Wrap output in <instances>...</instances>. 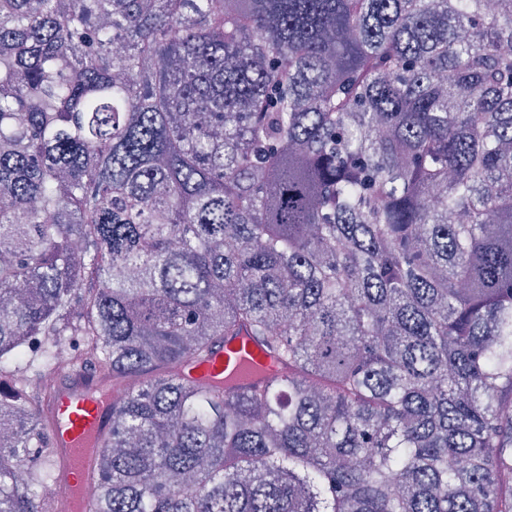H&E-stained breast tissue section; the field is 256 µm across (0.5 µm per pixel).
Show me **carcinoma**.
<instances>
[{"instance_id":"1","label":"carcinoma","mask_w":512,"mask_h":512,"mask_svg":"<svg viewBox=\"0 0 512 512\" xmlns=\"http://www.w3.org/2000/svg\"><path fill=\"white\" fill-rule=\"evenodd\" d=\"M512 0H0V512H512ZM249 336L263 380L191 379ZM79 345L64 361L58 347ZM49 408L63 420L54 447L63 464L62 478L72 489L64 510L80 512L81 491L93 473L95 454L112 413V399L96 396L75 375L59 388Z\"/></svg>"}]
</instances>
